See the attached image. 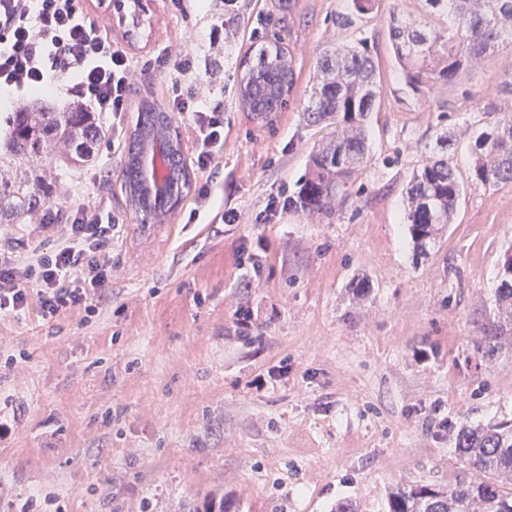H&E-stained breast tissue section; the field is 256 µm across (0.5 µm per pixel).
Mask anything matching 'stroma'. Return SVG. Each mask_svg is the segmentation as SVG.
<instances>
[{
  "label": "stroma",
  "mask_w": 512,
  "mask_h": 512,
  "mask_svg": "<svg viewBox=\"0 0 512 512\" xmlns=\"http://www.w3.org/2000/svg\"><path fill=\"white\" fill-rule=\"evenodd\" d=\"M379 0L361 28H342L344 0H249L235 39L211 45L222 0H155L132 43L93 10L135 64L136 105L165 103L159 48L192 49L224 106V159L209 176L213 206L189 222V191L166 225L141 223L121 189L123 148L102 141L94 163L56 172L53 205L104 199L118 227L117 270L94 312L44 321L36 309L0 316V512L39 496L44 512H204L233 495L240 512H379L389 487L453 485L469 475L455 450L464 425L512 419V348H478L512 247V188L466 180L453 224L416 256L402 221L414 169L438 129L480 126L487 102L512 116V49L471 63L452 84L412 92L396 79ZM281 37L295 71L286 109L253 121L234 72L251 44ZM367 38L384 80L372 115V159L333 210L290 201L317 139L302 117L316 61ZM277 202L267 215L269 202ZM236 222L216 220L219 210ZM371 293L355 304L352 279Z\"/></svg>",
  "instance_id": "obj_1"
}]
</instances>
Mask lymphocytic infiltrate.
Here are the masks:
<instances>
[{"mask_svg":"<svg viewBox=\"0 0 512 512\" xmlns=\"http://www.w3.org/2000/svg\"><path fill=\"white\" fill-rule=\"evenodd\" d=\"M167 107L192 129L193 162L207 171L224 157V117L207 100L208 84L192 52L162 49ZM133 61L81 8L79 0H0V89L17 99L57 83L120 128L129 108ZM115 220L103 202L70 199L46 206L33 228L0 238V314L36 307L54 320L93 310L112 279Z\"/></svg>","mask_w":512,"mask_h":512,"instance_id":"obj_1","label":"lymphocytic infiltrate"}]
</instances>
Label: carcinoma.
<instances>
[{
	"instance_id": "obj_1",
	"label": "carcinoma",
	"mask_w": 512,
	"mask_h": 512,
	"mask_svg": "<svg viewBox=\"0 0 512 512\" xmlns=\"http://www.w3.org/2000/svg\"><path fill=\"white\" fill-rule=\"evenodd\" d=\"M378 0H346L336 17L354 27L373 13ZM424 17L392 13L388 22L390 48L399 64L397 78L414 92L451 82L471 62L512 45V0H418ZM244 5L224 0V13L213 28L235 34ZM237 97L253 118L262 122L288 104L295 85L293 60L275 43L261 46L239 64ZM383 93L379 68L367 39L356 46L326 50L316 62V81L302 112L316 129L308 170L294 200L307 214H325L368 162L369 121ZM167 117L146 105L128 137L122 177L136 181L134 161L144 137ZM0 139V224L31 218L56 192L46 164L66 167L92 162L104 131L96 113L74 102L61 112L26 108L4 120ZM460 140L445 129L436 137L433 156L418 167L405 190L404 223L413 250L426 254L440 231L452 222L464 190L455 156ZM471 181L489 187H512V118H496L476 131L469 143ZM497 321L483 328L478 348L493 358L502 339L512 337V287L497 273L494 289ZM455 445L472 470L450 487L432 483L397 484L387 493L383 512H512V422L502 420L463 426Z\"/></svg>"
}]
</instances>
